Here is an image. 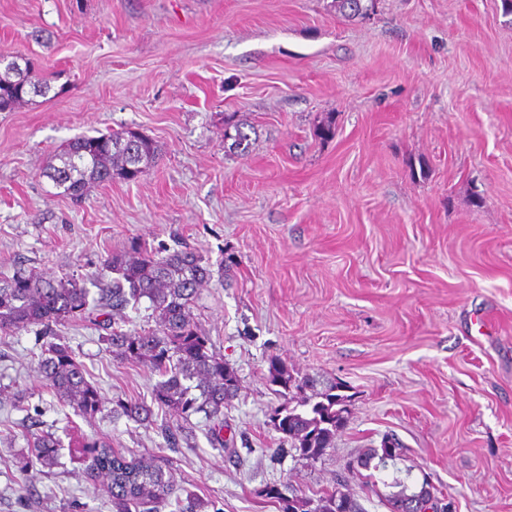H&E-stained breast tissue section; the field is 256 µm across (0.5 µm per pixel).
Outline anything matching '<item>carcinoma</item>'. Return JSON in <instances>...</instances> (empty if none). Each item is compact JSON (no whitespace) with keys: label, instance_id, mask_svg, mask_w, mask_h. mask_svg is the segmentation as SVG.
<instances>
[{"label":"carcinoma","instance_id":"obj_1","mask_svg":"<svg viewBox=\"0 0 512 512\" xmlns=\"http://www.w3.org/2000/svg\"><path fill=\"white\" fill-rule=\"evenodd\" d=\"M376 0H331L330 8L345 19L364 18L375 8ZM50 86L32 80L31 64L17 70L9 61L0 73V107H15L25 97L44 96ZM224 141L229 149L245 152L249 135L243 123L230 115L224 120ZM160 147L155 140L127 128L113 129L98 135H82L61 147L56 154L60 165H48L43 175L53 182L60 194L71 199L82 198L94 184L138 180L157 162ZM104 265L115 274L112 287L101 289L99 306L115 309L134 307L146 300L152 310L156 328L136 335L121 326L108 323L101 340L112 354L125 361L148 366L157 375L151 389V402L121 401L115 412L135 422H152V406L167 408L183 419L202 413L211 419L224 415V402L239 389L236 373L226 366L211 339L202 333L193 315L200 288L210 277L208 262L198 253L177 250L164 256L150 251L136 241L128 251L112 254ZM90 289L83 279L51 278L35 270H19L0 281V332L16 333L32 327L44 336L54 335V328L83 317L90 305ZM39 373L47 385L69 403L78 415L91 419L101 412L104 400L100 388L87 379L83 366L68 347L48 342L39 362ZM270 382L279 387L284 402L271 409L270 421L288 442L289 451L315 463L333 447L336 434L347 425L343 396L331 386L298 400L291 397L312 386L298 380L279 359L269 361ZM59 439L51 431L30 436L31 455L44 468L56 464ZM96 452L94 470L108 482L115 512H160L168 498H181L166 469L168 460L151 457L126 460L121 453L97 439L78 443ZM401 446L385 436L380 447L370 448L356 457V465L348 472L370 468L378 471L398 459ZM399 491L384 497L390 512H424L432 503L434 512H452L451 504L442 502L437 489L423 479L419 490L407 493V486L397 482ZM261 495L280 505V512H365L359 501L339 489L316 499L303 496L283 485L267 486Z\"/></svg>","mask_w":512,"mask_h":512}]
</instances>
